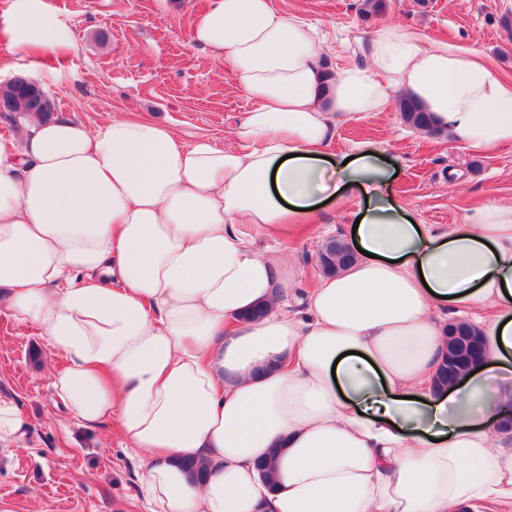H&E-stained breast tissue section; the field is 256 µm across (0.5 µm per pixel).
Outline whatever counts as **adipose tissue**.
<instances>
[{"instance_id":"1","label":"adipose tissue","mask_w":512,"mask_h":512,"mask_svg":"<svg viewBox=\"0 0 512 512\" xmlns=\"http://www.w3.org/2000/svg\"><path fill=\"white\" fill-rule=\"evenodd\" d=\"M190 42L252 101L235 148L135 114L56 115L0 134V291L64 364L57 401L145 454L151 512H483L512 503V203L419 224L372 144L326 147L340 119L412 97L465 148L512 142V82L469 45L389 23L326 76L324 37L270 0H209ZM0 40L75 49L49 0H8ZM362 191L355 262L285 308L287 253L249 228L304 223ZM482 360L432 379L446 315ZM275 458L271 478L257 468ZM203 463L204 482L181 468Z\"/></svg>"}]
</instances>
